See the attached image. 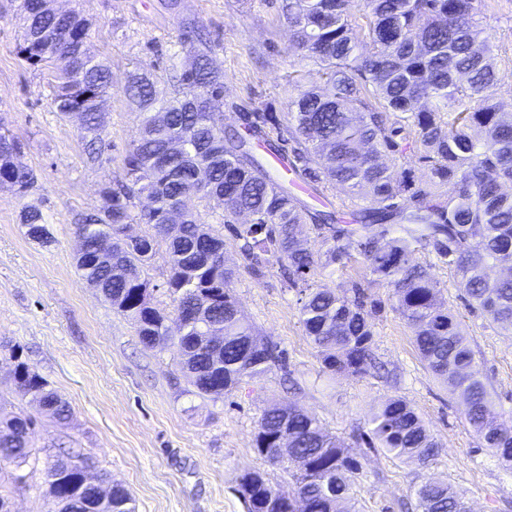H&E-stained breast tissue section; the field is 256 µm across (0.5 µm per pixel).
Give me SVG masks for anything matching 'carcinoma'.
I'll use <instances>...</instances> for the list:
<instances>
[{
    "mask_svg": "<svg viewBox=\"0 0 512 512\" xmlns=\"http://www.w3.org/2000/svg\"><path fill=\"white\" fill-rule=\"evenodd\" d=\"M485 6V0H370L362 25L350 0H283L282 17L297 49L321 65L325 81L299 89L284 129L265 109H254L247 119L256 135L271 127L277 140L292 143L291 172L315 188L343 187L352 201L344 224L332 213L311 212L264 172L250 141L215 125L214 115L224 106V79L211 67L199 22L186 18L180 45L193 65L174 72L170 87L151 63L128 78L125 94L139 108L140 136L126 152L124 181L104 185L100 207L79 227L85 247L76 259L81 278L133 321L141 342L173 340L187 351L190 359L181 370L202 398L221 397L282 362L283 351L255 334L239 314L238 268L225 259L224 238L181 206L203 170L207 181L199 197L222 209L248 272L263 277L274 256L287 287L297 290L299 320L323 370L360 376L373 355L371 318L384 309L382 301L359 281L343 295L310 283L316 268H344L354 260L371 276L369 283L391 288V309L412 330L421 360L433 375L462 390L465 423L511 470L512 423L491 413L474 354L439 300L438 280L430 267L412 260L418 247L435 254L459 277L467 306L512 332V278L487 273L495 262L512 264V193L502 190L512 185V109H504L496 96L504 74L477 19ZM18 11V54L34 68L46 51L57 57L56 111H82L85 155L98 161L105 146L99 119L112 77L104 61L82 48L91 21L76 10L50 11L43 0H19ZM411 140L429 170L425 186L414 183L410 169L384 162L386 152L402 153ZM20 149L0 136V177L16 175L23 192L35 175L26 167L15 173L14 153ZM141 197L155 207L134 215ZM242 211L252 215L250 223H237ZM135 219L150 232L131 242L121 239L120 226ZM21 221L32 239L50 241L39 208L28 207ZM305 228L319 239L318 249L301 244ZM162 246L169 313L141 292L150 286L148 268ZM172 317L182 320L176 338L163 330ZM210 321L224 326L221 348L203 340ZM0 348L14 359L17 389L41 412L68 423V402L16 347ZM284 424L294 487L285 492L258 470L245 472L238 492L247 512H262L263 500L282 502L286 496L302 498L305 512H356L361 464L302 410L272 405L264 411L255 439L258 455L281 459L276 436ZM33 425L29 415L0 417V465L17 471L27 466L31 475L42 471L58 512H134L120 484L101 501L98 486L86 481L90 464L78 449L61 446L40 461L31 446ZM369 439L371 447L423 468L439 455L421 416L401 397L371 417ZM414 495L418 512H468L464 496L442 480L424 479Z\"/></svg>",
    "mask_w": 512,
    "mask_h": 512,
    "instance_id": "cac0c4a2",
    "label": "carcinoma"
}]
</instances>
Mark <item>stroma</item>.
I'll list each match as a JSON object with an SVG mask.
<instances>
[{
	"mask_svg": "<svg viewBox=\"0 0 512 512\" xmlns=\"http://www.w3.org/2000/svg\"><path fill=\"white\" fill-rule=\"evenodd\" d=\"M156 0H55L80 10L92 22L87 46L112 71V95L102 112L106 148L99 164L87 162L79 121L55 112L49 70L29 66L17 53L21 26L10 0H0V129L23 145L22 165L33 170L32 188L0 187V341L19 345L23 359L69 403L73 417L63 427L40 415L12 381L13 362L0 355V415L35 416L31 438L38 453L70 442L95 470L130 492L135 512H247L239 479L258 470L282 489L293 479L266 464L255 451L263 410L292 403L342 437L363 475L357 485L360 512H400L413 502L412 485L427 474L446 479L465 494L471 512H512V470L503 469L464 423L459 390L437 379L421 361L411 329L392 311L374 316L378 361L393 375L322 372L318 351L299 320L297 293L270 261L265 277L241 269L235 284L244 319L287 352L286 366L244 380L217 399L199 398L178 366L174 346H144L131 321L116 313L76 271L78 228L100 205V190L124 177L123 159L139 134L135 107L124 87L133 70L155 64L160 77L187 67L179 46L180 16L159 15ZM211 38L210 57L224 74V106L217 124L244 132L243 112L269 107L287 122L299 88L323 80L303 58L281 17V0H184ZM480 22L491 41L504 47L505 74L497 97L512 106V0H491ZM38 207L50 243L33 240L21 221ZM441 301L459 323L474 353L502 421L512 420V335L478 311L469 310L455 286L454 271L432 268ZM405 398L441 446L430 469L388 457L361 434L366 420L388 399ZM0 469V494L13 512H56L43 474L27 484Z\"/></svg>",
	"mask_w": 512,
	"mask_h": 512,
	"instance_id": "35a3bbf8",
	"label": "stroma"
}]
</instances>
